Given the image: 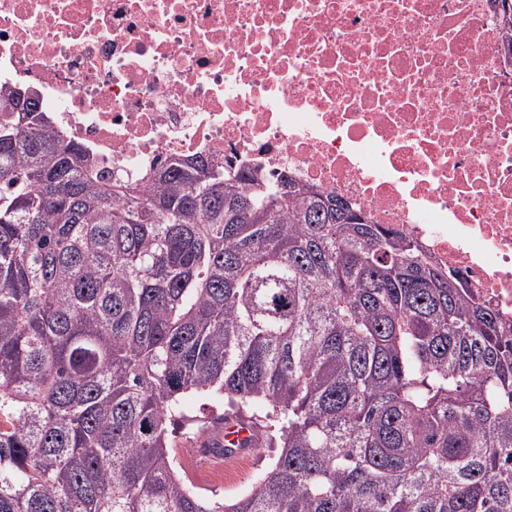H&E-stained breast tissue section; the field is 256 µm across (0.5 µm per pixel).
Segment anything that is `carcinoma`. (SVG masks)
<instances>
[{"instance_id": "obj_1", "label": "carcinoma", "mask_w": 512, "mask_h": 512, "mask_svg": "<svg viewBox=\"0 0 512 512\" xmlns=\"http://www.w3.org/2000/svg\"><path fill=\"white\" fill-rule=\"evenodd\" d=\"M105 176L0 126V512H512V326L419 244L282 174ZM281 448L179 476L184 396Z\"/></svg>"}]
</instances>
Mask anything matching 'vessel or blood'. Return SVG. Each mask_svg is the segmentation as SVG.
Masks as SVG:
<instances>
[{"mask_svg":"<svg viewBox=\"0 0 512 512\" xmlns=\"http://www.w3.org/2000/svg\"><path fill=\"white\" fill-rule=\"evenodd\" d=\"M261 442L262 434L258 428L230 420L213 429L205 447L195 449L194 454L215 468L229 471L248 459Z\"/></svg>","mask_w":512,"mask_h":512,"instance_id":"1","label":"vessel or blood"}]
</instances>
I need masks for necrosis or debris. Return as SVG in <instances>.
Masks as SVG:
<instances>
[{
	"label": "necrosis or debris",
	"instance_id": "obj_1",
	"mask_svg": "<svg viewBox=\"0 0 512 512\" xmlns=\"http://www.w3.org/2000/svg\"><path fill=\"white\" fill-rule=\"evenodd\" d=\"M100 171L203 156L403 230L512 323L499 0H0V84Z\"/></svg>",
	"mask_w": 512,
	"mask_h": 512
}]
</instances>
